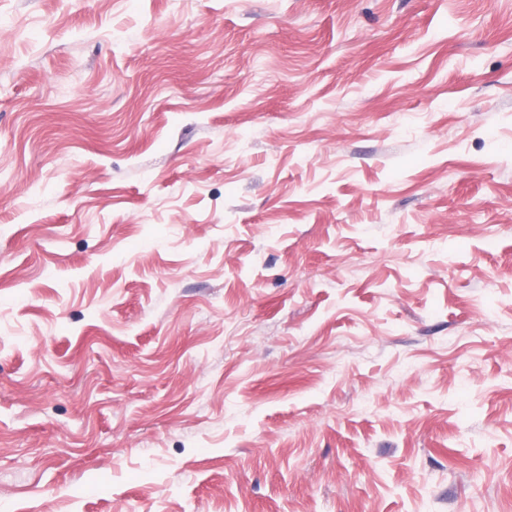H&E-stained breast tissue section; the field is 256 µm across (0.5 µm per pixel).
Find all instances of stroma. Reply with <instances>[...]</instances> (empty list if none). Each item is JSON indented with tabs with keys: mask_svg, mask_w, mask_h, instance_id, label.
I'll use <instances>...</instances> for the list:
<instances>
[{
	"mask_svg": "<svg viewBox=\"0 0 512 512\" xmlns=\"http://www.w3.org/2000/svg\"><path fill=\"white\" fill-rule=\"evenodd\" d=\"M0 512H512V0H0Z\"/></svg>",
	"mask_w": 512,
	"mask_h": 512,
	"instance_id": "obj_1",
	"label": "stroma"
}]
</instances>
